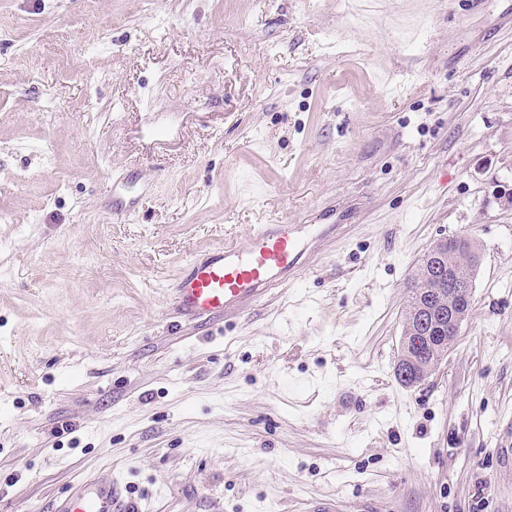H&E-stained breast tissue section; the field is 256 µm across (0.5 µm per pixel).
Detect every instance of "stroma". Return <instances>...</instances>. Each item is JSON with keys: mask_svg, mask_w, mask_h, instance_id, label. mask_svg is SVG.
I'll return each mask as SVG.
<instances>
[{"mask_svg": "<svg viewBox=\"0 0 512 512\" xmlns=\"http://www.w3.org/2000/svg\"><path fill=\"white\" fill-rule=\"evenodd\" d=\"M506 6L0 0V512L89 475L138 512H512ZM283 219L339 231L176 322L191 254ZM463 231L472 311L404 387L411 276Z\"/></svg>", "mask_w": 512, "mask_h": 512, "instance_id": "1", "label": "stroma"}]
</instances>
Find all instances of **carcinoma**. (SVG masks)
I'll return each mask as SVG.
<instances>
[{
	"instance_id": "obj_1",
	"label": "carcinoma",
	"mask_w": 512,
	"mask_h": 512,
	"mask_svg": "<svg viewBox=\"0 0 512 512\" xmlns=\"http://www.w3.org/2000/svg\"><path fill=\"white\" fill-rule=\"evenodd\" d=\"M480 256L479 248L472 239L459 243L446 252L445 263L434 268L423 258L411 277L409 294L404 311L405 329L424 326L431 331V340L413 366L395 364L396 380L406 386L415 387L428 377L442 359L444 338L448 337V289L440 284L448 280V272L454 271L462 282L474 284Z\"/></svg>"
}]
</instances>
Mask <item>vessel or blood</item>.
<instances>
[{
	"label": "vessel or blood",
	"mask_w": 512,
	"mask_h": 512,
	"mask_svg": "<svg viewBox=\"0 0 512 512\" xmlns=\"http://www.w3.org/2000/svg\"><path fill=\"white\" fill-rule=\"evenodd\" d=\"M336 225L304 226L280 221L258 225L252 240L191 256L169 288L176 314L198 319L238 314L263 300L274 286L298 277L312 247L335 236ZM121 503L108 478L88 476L56 500L51 512H133Z\"/></svg>",
	"instance_id": "obj_1"
}]
</instances>
